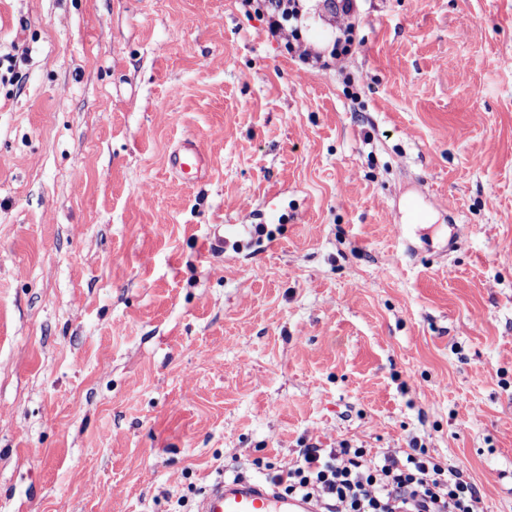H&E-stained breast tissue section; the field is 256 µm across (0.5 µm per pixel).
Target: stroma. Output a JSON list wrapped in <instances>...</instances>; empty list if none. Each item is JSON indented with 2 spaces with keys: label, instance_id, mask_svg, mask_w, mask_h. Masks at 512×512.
Masks as SVG:
<instances>
[{
  "label": "stroma",
  "instance_id": "obj_1",
  "mask_svg": "<svg viewBox=\"0 0 512 512\" xmlns=\"http://www.w3.org/2000/svg\"><path fill=\"white\" fill-rule=\"evenodd\" d=\"M8 56L0 512H196L343 440L512 512V0H359L316 68L247 0H0ZM169 166L186 183L193 184L207 168L208 160L196 141L186 139L170 154Z\"/></svg>",
  "mask_w": 512,
  "mask_h": 512
}]
</instances>
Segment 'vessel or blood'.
Instances as JSON below:
<instances>
[{"instance_id":"obj_1","label":"vessel or blood","mask_w":512,"mask_h":512,"mask_svg":"<svg viewBox=\"0 0 512 512\" xmlns=\"http://www.w3.org/2000/svg\"><path fill=\"white\" fill-rule=\"evenodd\" d=\"M169 166L191 184L207 168L208 160L200 145L187 139L170 154ZM198 512H322V509L311 499L291 496L276 485L243 477L234 481L218 479L203 494Z\"/></svg>"}]
</instances>
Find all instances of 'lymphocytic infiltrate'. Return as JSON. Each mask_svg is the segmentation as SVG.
<instances>
[{"mask_svg":"<svg viewBox=\"0 0 512 512\" xmlns=\"http://www.w3.org/2000/svg\"><path fill=\"white\" fill-rule=\"evenodd\" d=\"M266 2L268 35L283 41L303 63L319 62V55L279 20L281 10L296 12L301 0ZM270 478L288 494L320 502L324 512H483L476 487L458 470L434 462L423 448L402 458H377L345 441L327 454L311 446L294 465Z\"/></svg>","mask_w":512,"mask_h":512,"instance_id":"1","label":"lymphocytic infiltrate"}]
</instances>
